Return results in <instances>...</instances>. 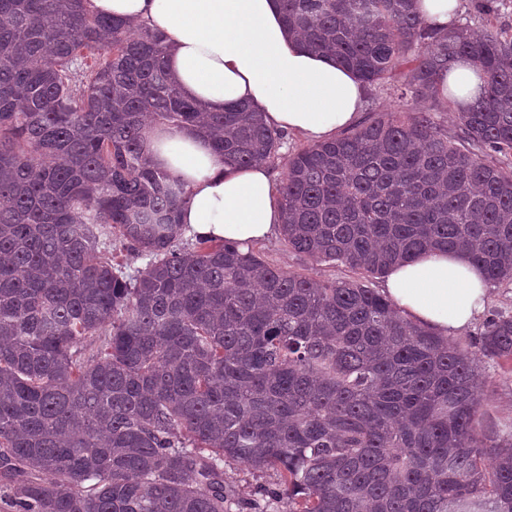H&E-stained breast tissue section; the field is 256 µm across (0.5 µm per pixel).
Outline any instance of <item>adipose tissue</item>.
<instances>
[{"label":"adipose tissue","mask_w":512,"mask_h":512,"mask_svg":"<svg viewBox=\"0 0 512 512\" xmlns=\"http://www.w3.org/2000/svg\"><path fill=\"white\" fill-rule=\"evenodd\" d=\"M98 15L144 23L168 38V69L182 93L210 112L247 101L274 127L311 142L358 124L365 87L336 61L304 48L285 28L279 0H89ZM456 109L484 91L480 69L457 63L445 78ZM159 168L180 179L189 235L251 244L281 222L268 164L229 168L191 127L148 130ZM384 291L409 319L448 337L469 327L487 298L483 272L457 253L394 266Z\"/></svg>","instance_id":"obj_1"}]
</instances>
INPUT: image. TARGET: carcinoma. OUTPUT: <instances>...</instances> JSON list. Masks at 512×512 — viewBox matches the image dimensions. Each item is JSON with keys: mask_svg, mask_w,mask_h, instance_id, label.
Returning a JSON list of instances; mask_svg holds the SVG:
<instances>
[{"mask_svg": "<svg viewBox=\"0 0 512 512\" xmlns=\"http://www.w3.org/2000/svg\"><path fill=\"white\" fill-rule=\"evenodd\" d=\"M280 3L367 85L407 66L414 103L287 157L288 249L372 277L460 252L512 281V34L442 32L413 0ZM165 56L85 0H0V512H512V422L486 425L478 371L512 362V315L451 341L363 282L179 246L187 190L146 125L196 126L241 167L284 133L247 102L201 111ZM464 57L486 78L456 116L467 149L434 111ZM117 243L146 266L112 264ZM234 465L274 478L244 498Z\"/></svg>", "mask_w": 512, "mask_h": 512, "instance_id": "obj_1", "label": "carcinoma"}]
</instances>
